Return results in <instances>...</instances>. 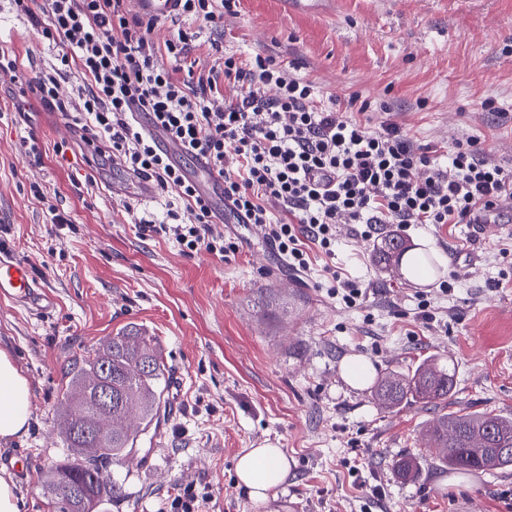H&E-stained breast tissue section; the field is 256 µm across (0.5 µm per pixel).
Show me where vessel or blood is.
I'll list each match as a JSON object with an SVG mask.
<instances>
[{
    "label": "vessel or blood",
    "instance_id": "obj_1",
    "mask_svg": "<svg viewBox=\"0 0 512 512\" xmlns=\"http://www.w3.org/2000/svg\"><path fill=\"white\" fill-rule=\"evenodd\" d=\"M131 4L134 12L144 18L171 17L180 10L179 0H131ZM109 189L117 197L133 193L148 199L155 193L151 180L136 177L111 183ZM0 298L26 304L40 314L53 307L50 297L38 286L32 262L4 248L0 249Z\"/></svg>",
    "mask_w": 512,
    "mask_h": 512
}]
</instances>
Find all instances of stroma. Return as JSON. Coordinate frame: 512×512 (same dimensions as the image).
Segmentation results:
<instances>
[{
    "instance_id": "obj_1",
    "label": "stroma",
    "mask_w": 512,
    "mask_h": 512,
    "mask_svg": "<svg viewBox=\"0 0 512 512\" xmlns=\"http://www.w3.org/2000/svg\"><path fill=\"white\" fill-rule=\"evenodd\" d=\"M288 2L240 0L223 31L200 27L187 65L198 72L226 52L268 55L312 81L321 100L367 103L372 125L394 120L444 155L472 138L512 169V0H332L322 13H296ZM0 47L22 62L17 75L0 73V101L55 58L6 0ZM67 124L33 97L0 115V246L30 259L56 299L42 315L0 301V349L31 389L27 434L0 442V471L11 458L23 468L14 477L21 512H56L45 477L69 453V361L129 329L152 337L170 386L157 431L109 467L110 512H168L185 487L202 497V512H512V469L437 466L427 434L437 408L384 410L371 385L344 377L354 358L376 377L435 358L455 369L446 412L512 417V223L382 224L367 238L361 225L341 224L334 258L314 261L302 279L248 224L213 227L236 253L188 257L171 240L138 235L134 213L163 218L164 198L112 196L107 183L128 170L88 164ZM29 137L41 162L24 154ZM51 204L68 225L52 224ZM395 233L426 249L440 273L413 278L380 266L376 249ZM326 265L367 288L362 307L328 294ZM445 281L452 291L436 296ZM423 294L435 297L430 323L419 315ZM265 443L291 467L258 505L237 486L235 462ZM407 453L422 463L412 481L394 471Z\"/></svg>"
}]
</instances>
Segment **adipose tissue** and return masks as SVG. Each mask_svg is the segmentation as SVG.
<instances>
[{
  "label": "adipose tissue",
  "mask_w": 512,
  "mask_h": 512,
  "mask_svg": "<svg viewBox=\"0 0 512 512\" xmlns=\"http://www.w3.org/2000/svg\"><path fill=\"white\" fill-rule=\"evenodd\" d=\"M30 386L20 368L0 351V441L23 436L30 425ZM289 461L271 444L248 449L235 466L237 485L254 503L267 501L284 481Z\"/></svg>",
  "instance_id": "1"
}]
</instances>
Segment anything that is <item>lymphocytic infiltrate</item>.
<instances>
[{
    "label": "lymphocytic infiltrate",
    "mask_w": 512,
    "mask_h": 512,
    "mask_svg": "<svg viewBox=\"0 0 512 512\" xmlns=\"http://www.w3.org/2000/svg\"><path fill=\"white\" fill-rule=\"evenodd\" d=\"M9 2L57 50V65L39 74L34 93L90 130L102 157L167 194L164 221L143 215L135 224L140 236L174 239L186 256H221L234 245L214 234L211 199L159 149L142 115L185 155L210 162L233 212L300 275L312 253L332 257L340 224H479L512 214V171L479 142L459 144L440 164L436 148L397 123L349 117L338 99L319 100L310 81L272 58L228 53L208 71L176 78L168 64L192 51V24L221 27L236 0H182L187 23L161 46L150 37L154 20L130 17L126 0H47L42 19L29 0ZM72 66L80 74L74 111L58 93ZM222 83L237 87L234 100L224 101ZM267 86L274 95L264 94Z\"/></svg>",
    "instance_id": "obj_1"
}]
</instances>
